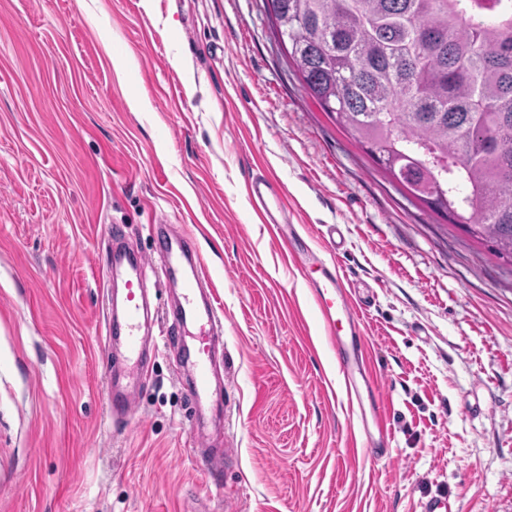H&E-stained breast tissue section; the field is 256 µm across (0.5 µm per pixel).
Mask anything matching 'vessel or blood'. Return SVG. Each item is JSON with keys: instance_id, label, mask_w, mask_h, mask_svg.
Returning <instances> with one entry per match:
<instances>
[{"instance_id": "1", "label": "vessel or blood", "mask_w": 512, "mask_h": 512, "mask_svg": "<svg viewBox=\"0 0 512 512\" xmlns=\"http://www.w3.org/2000/svg\"><path fill=\"white\" fill-rule=\"evenodd\" d=\"M247 192L257 209L262 223L268 224L274 234H281L289 221L280 184L264 174L253 176ZM167 274H174L180 263H187L189 275L183 282L178 302L170 312L171 327L176 332H190L192 351L187 354L183 373L188 384V393L196 411H204L211 395L214 377L213 353L224 342L223 323L218 316L215 303H201V283L205 278L198 254L188 241L180 236L169 239L166 248L159 253ZM113 272L125 276V293L120 316L113 318L106 327V340L122 349L127 362L124 369V386L109 388L110 414L113 424L126 421L135 409L133 388L143 375V358L147 345L146 317L147 291L144 264L136 255L123 250L114 251ZM315 307L324 321L336 351L339 372L349 395H358L366 373L355 352L354 343L362 333L363 324L359 315L362 304L354 299L351 289L345 286L336 269H323L320 279L312 281ZM231 454L223 449L213 454L194 449L195 458L201 459V469L207 483H214L215 476L224 469V460Z\"/></svg>"}]
</instances>
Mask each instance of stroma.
<instances>
[{
  "instance_id": "1",
  "label": "stroma",
  "mask_w": 512,
  "mask_h": 512,
  "mask_svg": "<svg viewBox=\"0 0 512 512\" xmlns=\"http://www.w3.org/2000/svg\"><path fill=\"white\" fill-rule=\"evenodd\" d=\"M259 171L361 286L388 455L365 445L287 240L254 213ZM164 224L194 237L221 308L217 488L191 461L181 336L134 414H109L112 228L151 262ZM436 495L512 512V269L321 110L265 0H0V512H421Z\"/></svg>"
}]
</instances>
